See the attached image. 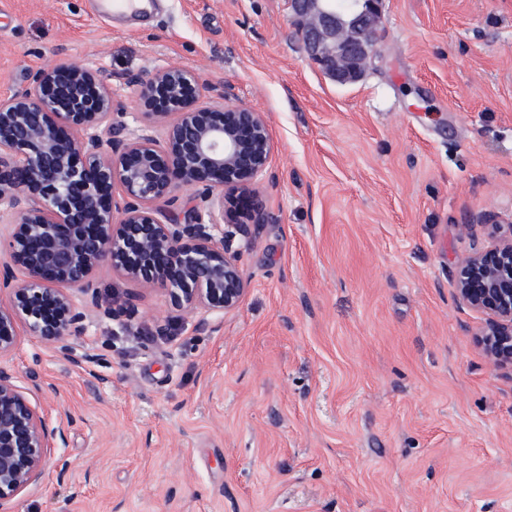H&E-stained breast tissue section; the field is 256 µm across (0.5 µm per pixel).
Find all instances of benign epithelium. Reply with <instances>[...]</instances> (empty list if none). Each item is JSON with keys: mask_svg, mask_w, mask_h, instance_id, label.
Returning <instances> with one entry per match:
<instances>
[{"mask_svg": "<svg viewBox=\"0 0 512 512\" xmlns=\"http://www.w3.org/2000/svg\"><path fill=\"white\" fill-rule=\"evenodd\" d=\"M306 49L339 84L358 80L370 56L384 0H353L349 14L331 0H289ZM144 123L136 130L114 111L110 81L84 65L27 72V86L0 99V204L16 226L0 264V356L17 346V325L77 368L91 361L71 337L91 311L118 320L93 281L107 265L143 288L164 291L200 332L239 307L245 294L236 237L256 243L250 226L268 223L259 184L272 139L261 112L224 106V87L167 63L128 75ZM166 128L164 142L148 134ZM188 190L200 203L177 221L163 206ZM245 200V220L220 224L213 211ZM492 241L456 266L457 297L485 314L477 333L497 371L512 375V225H491ZM87 296L76 303L67 293ZM55 431L16 377L0 366V512L45 474Z\"/></svg>", "mask_w": 512, "mask_h": 512, "instance_id": "benign-epithelium-1", "label": "benign epithelium"}]
</instances>
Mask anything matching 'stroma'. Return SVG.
Instances as JSON below:
<instances>
[{"label":"stroma","instance_id":"obj_1","mask_svg":"<svg viewBox=\"0 0 512 512\" xmlns=\"http://www.w3.org/2000/svg\"><path fill=\"white\" fill-rule=\"evenodd\" d=\"M69 62L113 75L132 128L124 76L167 62L260 111L271 220L215 332L106 267L102 302L137 291L168 335L92 315L78 369L18 326L0 365L56 437L16 512H512V376L454 280L487 225L512 223V0H385L344 85L288 0H156L135 21L0 0V98Z\"/></svg>","mask_w":512,"mask_h":512}]
</instances>
